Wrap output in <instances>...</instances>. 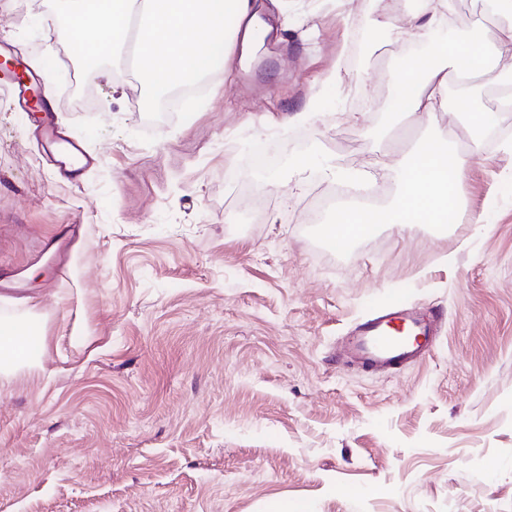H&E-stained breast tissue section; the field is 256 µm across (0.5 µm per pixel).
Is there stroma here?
I'll return each instance as SVG.
<instances>
[{"mask_svg":"<svg viewBox=\"0 0 512 512\" xmlns=\"http://www.w3.org/2000/svg\"><path fill=\"white\" fill-rule=\"evenodd\" d=\"M260 2L261 52L218 57L163 118L108 60L85 106L49 0H0V63L50 74L55 127L95 159L62 176L0 74V320L47 336L0 374V512H512V112L466 212L335 245L332 205L399 192L377 151L473 132L392 110L405 48L377 23L413 0ZM480 3L456 0L459 39L482 26L512 62V19ZM388 299L442 313L430 353L337 362Z\"/></svg>","mask_w":512,"mask_h":512,"instance_id":"1","label":"stroma"}]
</instances>
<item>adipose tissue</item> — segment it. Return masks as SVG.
<instances>
[{"mask_svg":"<svg viewBox=\"0 0 512 512\" xmlns=\"http://www.w3.org/2000/svg\"><path fill=\"white\" fill-rule=\"evenodd\" d=\"M451 0H426L415 23L384 15L380 26L390 39H417L439 31ZM54 20L64 21L73 37L69 54L87 66L119 54L132 17L128 0H53ZM260 9L256 0H141L137 35L138 67L151 82L156 96H164L185 79H199L215 56L230 44L252 39ZM92 29L96 39L81 38ZM435 53L443 64L419 57L402 64L390 76L398 89L396 111L434 115L448 108V86L463 80L484 79L512 85V63L488 40L484 30H473L465 44L440 42ZM390 169L401 182L397 200L387 207L340 209L326 227L331 241L346 242L364 235L377 224H437L449 214L466 209L464 185L467 165L462 154L434 146L391 159ZM46 348L36 341L27 320L0 323V365L33 362Z\"/></svg>","mask_w":512,"mask_h":512,"instance_id":"obj_1","label":"adipose tissue"}]
</instances>
